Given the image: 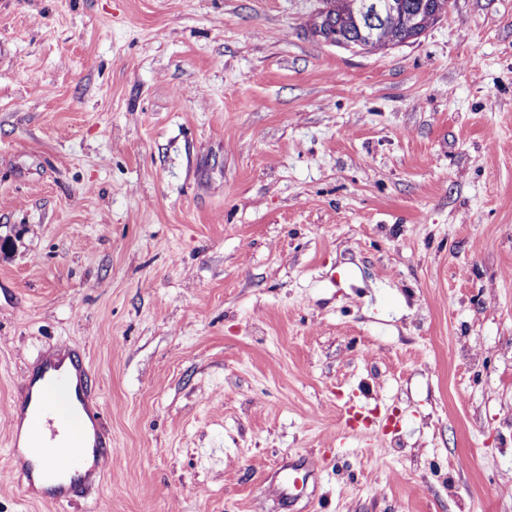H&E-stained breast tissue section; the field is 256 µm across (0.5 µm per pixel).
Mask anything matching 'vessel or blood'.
<instances>
[{
  "instance_id": "b4317fda",
  "label": "vessel or blood",
  "mask_w": 512,
  "mask_h": 512,
  "mask_svg": "<svg viewBox=\"0 0 512 512\" xmlns=\"http://www.w3.org/2000/svg\"><path fill=\"white\" fill-rule=\"evenodd\" d=\"M70 368H63V361ZM89 369L82 355L72 353L67 345H59L57 357H47L22 379V394L6 412L8 428H15L20 416H29L34 431V449L49 459V476L80 473L86 465L105 470L112 456V441L96 438L87 444L83 435L75 433L64 413L54 407L63 401L67 411L79 409L90 419H98L101 411L93 404L87 389Z\"/></svg>"
}]
</instances>
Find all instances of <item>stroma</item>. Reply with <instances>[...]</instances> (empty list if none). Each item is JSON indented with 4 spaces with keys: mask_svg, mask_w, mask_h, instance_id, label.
Masks as SVG:
<instances>
[{
    "mask_svg": "<svg viewBox=\"0 0 512 512\" xmlns=\"http://www.w3.org/2000/svg\"><path fill=\"white\" fill-rule=\"evenodd\" d=\"M318 6L0 0V411L63 342L112 437L0 512H512V0ZM322 7H320L316 13L317 25H320V19L326 16L328 13L334 14L336 9H344L348 6L345 1L337 0H321L319 1ZM316 25V29L326 39L331 33L336 32V26H338L343 36L353 41H366L369 36V30L364 24L362 18L350 11H345L343 15H329L320 25ZM361 11L367 18V21L375 31V37L380 38V42L384 38H391L397 27L404 26L397 31L396 42L402 43L410 38H414L421 34L426 25L414 28L416 25V15L411 12L394 13L391 3L388 1H363L361 2ZM315 467V462L308 460L303 465L289 466L288 469H283L280 472V483L278 487L280 496L290 502L296 500L299 495L297 493L299 490V479L294 475V473H299L301 470L305 471V475L302 478L304 480L310 470Z\"/></svg>",
    "mask_w": 512,
    "mask_h": 512,
    "instance_id": "stroma-1",
    "label": "stroma"
}]
</instances>
